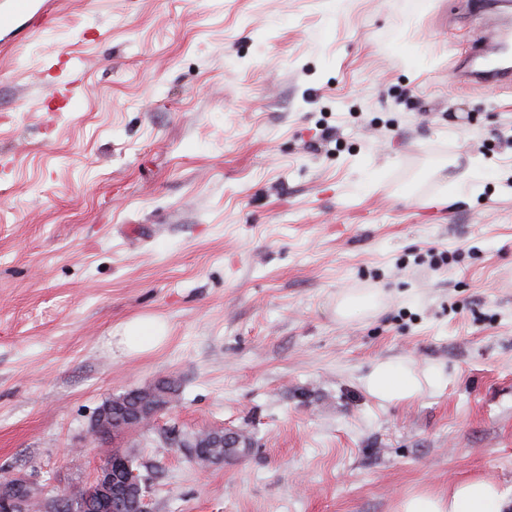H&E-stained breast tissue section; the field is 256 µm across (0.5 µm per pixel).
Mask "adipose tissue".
I'll return each mask as SVG.
<instances>
[{
    "instance_id": "adipose-tissue-1",
    "label": "adipose tissue",
    "mask_w": 512,
    "mask_h": 512,
    "mask_svg": "<svg viewBox=\"0 0 512 512\" xmlns=\"http://www.w3.org/2000/svg\"><path fill=\"white\" fill-rule=\"evenodd\" d=\"M434 368L416 369L394 361L378 363L366 378L371 395L388 403L412 399L424 387H439ZM397 512H512V497L487 479L473 477L457 482L447 493L422 492L400 500Z\"/></svg>"
}]
</instances>
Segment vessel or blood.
I'll return each mask as SVG.
<instances>
[{
	"label": "vessel or blood",
	"instance_id": "vessel-or-blood-1",
	"mask_svg": "<svg viewBox=\"0 0 512 512\" xmlns=\"http://www.w3.org/2000/svg\"><path fill=\"white\" fill-rule=\"evenodd\" d=\"M47 0H0V42L14 44L42 30L53 18ZM456 81L468 88L512 84V34L494 32L455 64Z\"/></svg>",
	"mask_w": 512,
	"mask_h": 512
}]
</instances>
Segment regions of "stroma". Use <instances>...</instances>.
<instances>
[{"instance_id": "obj_1", "label": "stroma", "mask_w": 512, "mask_h": 512, "mask_svg": "<svg viewBox=\"0 0 512 512\" xmlns=\"http://www.w3.org/2000/svg\"><path fill=\"white\" fill-rule=\"evenodd\" d=\"M55 2L0 49V475L90 481L98 408L168 379L173 405L117 441L152 512H396L471 477L512 495V87L452 72L488 17ZM359 293L375 307L342 318ZM136 319L166 339L125 353ZM386 360L441 386L383 402ZM172 428L251 446L202 469L157 444Z\"/></svg>"}]
</instances>
